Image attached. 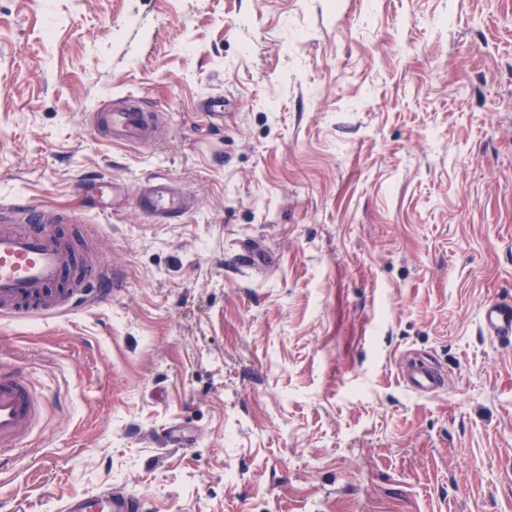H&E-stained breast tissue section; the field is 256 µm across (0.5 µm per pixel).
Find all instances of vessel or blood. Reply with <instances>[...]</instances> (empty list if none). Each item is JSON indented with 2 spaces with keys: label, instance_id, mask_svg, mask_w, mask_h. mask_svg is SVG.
Instances as JSON below:
<instances>
[{
  "label": "vessel or blood",
  "instance_id": "vessel-or-blood-1",
  "mask_svg": "<svg viewBox=\"0 0 512 512\" xmlns=\"http://www.w3.org/2000/svg\"><path fill=\"white\" fill-rule=\"evenodd\" d=\"M102 125L110 140L122 145L153 142L155 116L134 99L104 113ZM135 202L153 222L166 224L184 214L187 197L163 176L137 184ZM18 210L0 206V316H44L76 311L112 296L116 283L111 270L93 257L76 264L71 244L47 233L18 228ZM482 335L512 344V299L486 303L480 313ZM400 383L419 396L439 392L444 380L434 363L406 361ZM41 416V401L33 382L10 365L0 364V453L19 449ZM58 512H145V502L122 486L107 485L95 493L60 501Z\"/></svg>",
  "mask_w": 512,
  "mask_h": 512
}]
</instances>
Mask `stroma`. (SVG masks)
Here are the masks:
<instances>
[{"mask_svg": "<svg viewBox=\"0 0 512 512\" xmlns=\"http://www.w3.org/2000/svg\"><path fill=\"white\" fill-rule=\"evenodd\" d=\"M130 95L160 144L94 126ZM156 174L193 200L175 223L130 199ZM16 200L119 279L0 319L45 398L0 512L108 483L148 512H512V347L478 331L512 296V0H0ZM233 239L276 263L236 271ZM409 351L446 392L400 384Z\"/></svg>", "mask_w": 512, "mask_h": 512, "instance_id": "obj_1", "label": "stroma"}]
</instances>
